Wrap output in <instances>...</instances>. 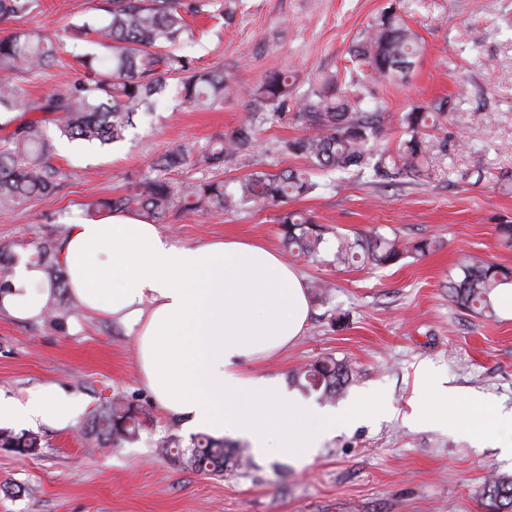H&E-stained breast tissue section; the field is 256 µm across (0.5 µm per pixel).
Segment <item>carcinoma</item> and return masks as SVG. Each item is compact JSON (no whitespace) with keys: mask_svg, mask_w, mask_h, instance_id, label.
Listing matches in <instances>:
<instances>
[{"mask_svg":"<svg viewBox=\"0 0 512 512\" xmlns=\"http://www.w3.org/2000/svg\"><path fill=\"white\" fill-rule=\"evenodd\" d=\"M38 0H0V21L32 12ZM102 21H84L70 27L69 40L53 41L26 29L0 37V113L19 116L0 123V211L13 210L26 201L51 199L64 188L66 171L55 163V137L79 140L101 147L124 139L138 113L151 100L174 93L196 108H213L228 95L248 98L252 112L280 116L288 107L304 125V134L281 141L283 154L304 159L302 168L276 173L257 170L228 187L221 179L181 183L176 188L167 173L188 169L220 171L254 142L250 123L196 149L183 144L165 150L150 164V172L134 183L129 195L96 199L84 204L90 217L132 210L151 224H165L169 217H187L218 209L235 212L248 205L279 207L277 217L283 243L297 257L320 261L332 251L331 263L384 267L399 263L411 253H423L432 243L422 241L403 247L397 236L379 231L354 238L318 224L307 214L283 205L305 197L318 186L315 171L338 175L369 171L393 185L425 176L423 159L430 148L444 147L448 121L447 103L416 107L401 116L403 139L393 153L376 149L384 132L386 108L379 102L367 107L370 85L405 78L422 52L418 35L393 11L365 31L350 51L349 82L335 72L319 74L309 96L297 101L286 70L271 71L248 89L224 67L205 68L183 51L196 40L188 18L207 15L232 21L234 10L222 0H107ZM81 43H91L103 53L80 54ZM70 54L84 69L83 76L67 82L39 99L26 98L22 83L37 77ZM31 112L36 117L23 118ZM66 228L55 227L34 244L35 262L47 275L51 299L47 309L62 323L77 299L54 302L58 289L69 288L59 258ZM13 255L0 250V290L9 286ZM512 284V271L487 260L464 258L458 273L448 280V298L457 307L477 315H495L494 297ZM354 366L346 359L326 356L302 367L295 380L308 391L333 400L353 381ZM139 407L108 401L91 415L88 435L120 447L137 439L141 428ZM171 460L198 472L222 474L241 465V457L224 441L198 436L193 447L182 449L178 439L166 441ZM485 512H512V475L493 472L480 488Z\"/></svg>","mask_w":512,"mask_h":512,"instance_id":"cac0c4a2","label":"carcinoma"}]
</instances>
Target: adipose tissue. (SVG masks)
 I'll use <instances>...</instances> for the list:
<instances>
[{"label": "adipose tissue", "mask_w": 512, "mask_h": 512, "mask_svg": "<svg viewBox=\"0 0 512 512\" xmlns=\"http://www.w3.org/2000/svg\"><path fill=\"white\" fill-rule=\"evenodd\" d=\"M60 259L70 291L88 313L112 318L134 336L142 382L159 409L198 430L231 431L261 455L308 461L322 441L365 417L386 414L360 395L343 409L287 391L249 366L294 343L309 317L302 275L274 249L227 238L178 245L133 212L71 225ZM51 290L41 268L18 267L0 309L42 317ZM424 423L462 428L475 441L512 428V411L472 402L467 416H449L448 391L424 375ZM74 406L43 389L26 402L0 401V424L52 418L67 423Z\"/></svg>", "instance_id": "obj_1"}]
</instances>
